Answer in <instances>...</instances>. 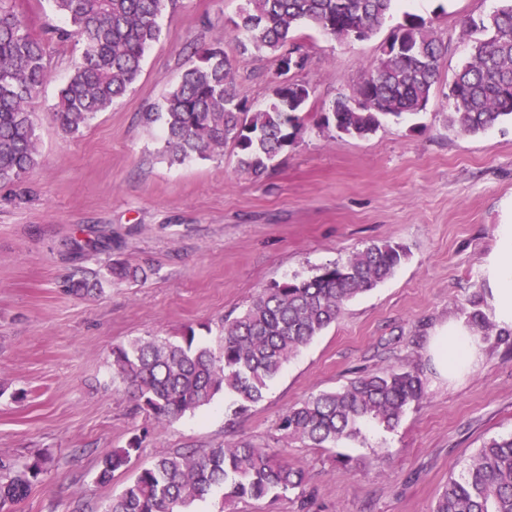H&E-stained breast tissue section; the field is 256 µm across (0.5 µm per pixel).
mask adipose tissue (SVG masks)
Wrapping results in <instances>:
<instances>
[{
  "label": "adipose tissue",
  "instance_id": "ef3b65f1",
  "mask_svg": "<svg viewBox=\"0 0 512 512\" xmlns=\"http://www.w3.org/2000/svg\"><path fill=\"white\" fill-rule=\"evenodd\" d=\"M486 283L484 310L496 325L512 330V224L498 225L495 244L481 267ZM485 344L463 320H449L429 338L428 353L439 381L451 383L477 368Z\"/></svg>",
  "mask_w": 512,
  "mask_h": 512
}]
</instances>
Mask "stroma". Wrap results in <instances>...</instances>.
Returning a JSON list of instances; mask_svg holds the SVG:
<instances>
[{
    "mask_svg": "<svg viewBox=\"0 0 512 512\" xmlns=\"http://www.w3.org/2000/svg\"><path fill=\"white\" fill-rule=\"evenodd\" d=\"M244 0H178L145 54L133 88L78 133H63L51 108L83 44L50 45V79L33 101L39 163L0 188V462L47 461L10 512H102L140 465L176 451L248 441L282 449L314 493L308 512H430L450 476L485 440L512 434V344L485 343L463 380L427 386L392 431L308 448L282 436L281 416L308 396L359 373L391 366L427 373L426 338L463 318L482 289L480 265L512 200V122L471 134L448 126L449 88L468 56L462 23L495 0H396L368 40L338 39L311 26L297 35L309 56L297 81L311 94L291 146L262 176L244 171L232 146L207 159L170 163L157 107L188 65L193 44L231 39ZM412 13L444 48L434 94L420 114L390 119L350 138L320 118L353 98L383 45ZM273 58H240L235 87L254 107L271 98ZM108 235V248L70 259L71 240ZM403 245L394 276L350 302L321 336L234 415L233 399L158 426L137 411L112 368L113 347L138 338L179 339L194 328L215 343L219 323L263 288L310 277L370 243ZM144 268L146 281L75 296V268L108 261ZM148 429L139 459L96 481L102 453ZM193 512H301L296 495L228 502L214 490Z\"/></svg>",
    "mask_w": 512,
    "mask_h": 512,
    "instance_id": "35a3bbf8",
    "label": "stroma"
}]
</instances>
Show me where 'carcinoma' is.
<instances>
[{"instance_id": "1", "label": "carcinoma", "mask_w": 512, "mask_h": 512, "mask_svg": "<svg viewBox=\"0 0 512 512\" xmlns=\"http://www.w3.org/2000/svg\"><path fill=\"white\" fill-rule=\"evenodd\" d=\"M67 28L52 32L60 41L78 38L84 49L53 106L54 120L75 133L123 97L138 80L146 50L161 36L160 20L173 0H49ZM231 20L235 37L194 47L192 60L145 120L163 125L164 153L173 161L208 157L232 144L242 169L263 175L290 144L299 127L297 113L310 97L307 85L278 68L272 98L250 110L238 98L236 57L250 50L276 55L277 63L302 51L294 33L309 24L337 38L358 29L374 34L395 0H245ZM488 15L463 22L472 41L469 57L448 97L451 127L485 132L512 120V0ZM356 89V103L336 100L322 121L339 133L363 138L388 117L417 114L438 82L442 45L425 19L410 13ZM48 39L32 33L16 0H0V187L18 182L39 162L29 103L49 79ZM406 256L399 244L371 243L346 261L324 267L308 279L274 283L238 316L221 321L215 347L195 342L189 327L178 340L135 339L112 350V367L137 409L158 425L209 405L219 394L234 397V413L258 403L283 366L331 324L353 299L390 278ZM144 270L121 263L107 274L87 276L77 268L66 291L84 295L103 282L138 281ZM475 292L464 309L484 339L496 331ZM425 396L420 374L390 367L364 374L333 391L312 394L280 418L277 430L311 448H329L361 434L366 422L394 429L411 405ZM146 434L134 433L125 446L103 453L96 482L106 484L139 457ZM45 460L0 463V509L27 497ZM224 499L259 501L294 493L307 503L305 474L273 448L250 442L221 444L203 451L162 455L142 465L104 512H193L191 506L214 489ZM431 512H512V434L483 442L464 470L448 479Z\"/></svg>"}]
</instances>
